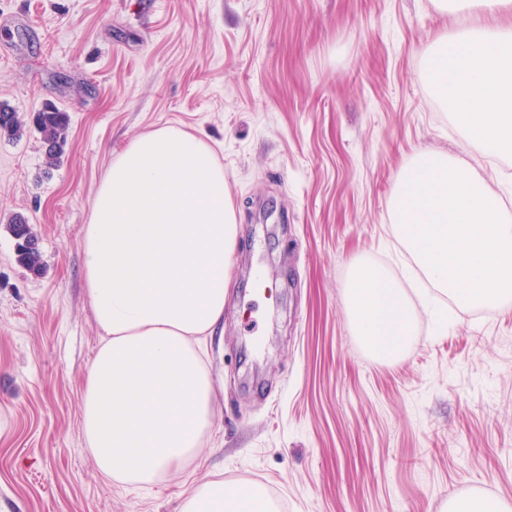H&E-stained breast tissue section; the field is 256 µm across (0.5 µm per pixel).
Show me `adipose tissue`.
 <instances>
[{
	"label": "adipose tissue",
	"mask_w": 512,
	"mask_h": 512,
	"mask_svg": "<svg viewBox=\"0 0 512 512\" xmlns=\"http://www.w3.org/2000/svg\"><path fill=\"white\" fill-rule=\"evenodd\" d=\"M512 0H432L471 25L425 51L436 103L487 155L512 151ZM238 226L224 169L201 138L165 125L116 153L84 228L85 281L100 345L81 417L103 475L146 489L193 461L213 423L214 385L198 344L224 314ZM348 311L363 345L399 358L418 321L400 285L380 267H356ZM181 512H277L255 483L210 480Z\"/></svg>",
	"instance_id": "obj_1"
}]
</instances>
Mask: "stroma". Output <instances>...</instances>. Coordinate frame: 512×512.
<instances>
[{"instance_id":"1","label":"stroma","mask_w":512,"mask_h":512,"mask_svg":"<svg viewBox=\"0 0 512 512\" xmlns=\"http://www.w3.org/2000/svg\"><path fill=\"white\" fill-rule=\"evenodd\" d=\"M467 23L431 0H0V103L70 116L54 168L34 128L0 139V512H179L206 480L262 484L279 512L512 505V307L437 293L388 210L427 149L512 213V153H478L424 80V47ZM166 124L215 148L238 235L204 342L213 426L196 460L135 490L97 470L82 428L101 336L83 228L114 155ZM16 213L42 275L16 261ZM359 263L420 312L396 360L352 327ZM444 512H510L509 506L497 499H483L477 502L470 500L452 499L446 506Z\"/></svg>"}]
</instances>
